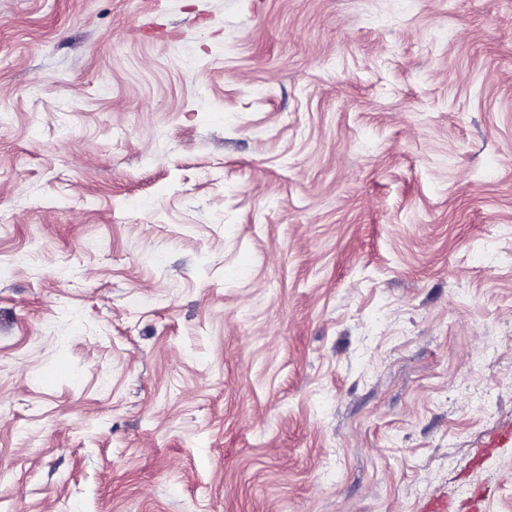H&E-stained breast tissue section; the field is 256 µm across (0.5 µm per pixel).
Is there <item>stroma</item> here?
<instances>
[{"label":"stroma","mask_w":512,"mask_h":512,"mask_svg":"<svg viewBox=\"0 0 512 512\" xmlns=\"http://www.w3.org/2000/svg\"><path fill=\"white\" fill-rule=\"evenodd\" d=\"M512 512V0H0V512Z\"/></svg>","instance_id":"1"}]
</instances>
